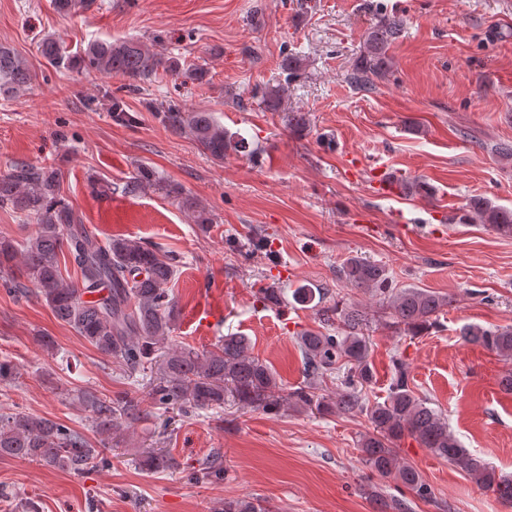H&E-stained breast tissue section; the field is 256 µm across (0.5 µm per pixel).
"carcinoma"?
Returning a JSON list of instances; mask_svg holds the SVG:
<instances>
[{
    "label": "carcinoma",
    "instance_id": "cac0c4a2",
    "mask_svg": "<svg viewBox=\"0 0 512 512\" xmlns=\"http://www.w3.org/2000/svg\"><path fill=\"white\" fill-rule=\"evenodd\" d=\"M402 28V20L378 12L366 32L360 54L346 79L355 88L371 92L376 81L391 67L389 48ZM41 58L51 67L69 71L93 70L137 82L150 81L160 73L186 70L193 80L203 81L208 72L184 68V60L156 50V44L140 40H95L80 52L69 53L54 37L38 46ZM36 72L12 48L0 44V95L18 99L31 89ZM285 87L267 91L262 103L269 111L281 107ZM163 126L190 136L213 160L224 162L230 154L256 156L247 139L229 132L210 113L175 103L156 109ZM61 172L52 166L15 164L0 176V207H7L36 224V232L22 242L0 238V287L17 296L35 295L45 301L55 319L67 325L99 353L115 360L120 370L133 376L150 373L149 396L155 403L180 406L184 411L215 410L228 400L243 408L272 411L289 404L314 408L322 414H364L372 430L359 439L363 461L383 479L391 480L416 497H431L430 487L413 465L403 461L397 447L407 439L428 449L466 472L479 486L512 501V475H503L464 448L438 410L427 405L410 388L408 366L392 360L393 378L382 402L370 403L364 387L373 378L369 362L370 337L363 333L369 314L351 299H340L319 312L325 331L298 334L305 381L286 392L267 363L250 352L248 337L228 335L212 348L168 345L175 328L177 308L172 284L179 261L171 254L139 239L113 237L99 240L60 193ZM159 190L182 198L181 188L162 181L148 167H140L125 181L124 193L140 195ZM196 224L213 223L211 211L196 201L184 200ZM466 216L487 224L504 236H512V209L489 198H473ZM23 272L16 273L15 260ZM79 276H67V264ZM338 280L353 290L373 289L383 296L388 314L386 326L409 336L424 335L437 326L448 296L424 288H390L386 267L352 256L337 269ZM327 288L293 290L294 302L305 305L319 297L326 301ZM465 342L496 352L512 361V326L460 328ZM338 381L328 394L327 380ZM90 413L91 430L103 447L119 442L124 425L138 418L132 399H105L92 392L81 396ZM29 460L70 473H80L101 462L85 435L52 419L24 411L0 413V458ZM178 467L168 453L150 452L142 468L160 473ZM200 471L224 478L220 453L202 461ZM217 512H272L265 501L249 496L226 498Z\"/></svg>",
    "mask_w": 512,
    "mask_h": 512
}]
</instances>
